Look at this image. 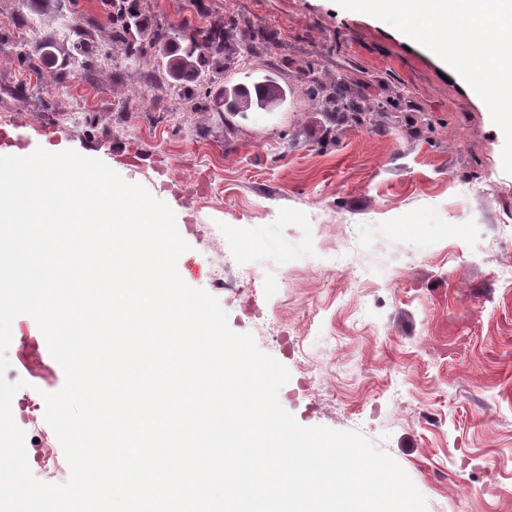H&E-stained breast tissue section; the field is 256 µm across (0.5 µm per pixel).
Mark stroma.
I'll return each mask as SVG.
<instances>
[{
    "label": "stroma",
    "mask_w": 512,
    "mask_h": 512,
    "mask_svg": "<svg viewBox=\"0 0 512 512\" xmlns=\"http://www.w3.org/2000/svg\"><path fill=\"white\" fill-rule=\"evenodd\" d=\"M202 10L273 34L265 53L232 48L224 78L278 74L279 107L178 112L148 82L158 56L78 75L57 40L35 73L0 46V128L30 152L109 163L167 203L191 246L181 278L289 370L279 401L298 423L360 432L428 512H512V283L493 275L512 262L503 131L439 56L335 0ZM32 18L41 35L28 40ZM70 18L105 39L101 0H0V28L31 53ZM313 81L340 85L366 113L330 121ZM82 93L92 106L76 120ZM13 334L6 377L27 383L16 401L58 391L64 372L35 321L18 317Z\"/></svg>",
    "instance_id": "obj_1"
}]
</instances>
